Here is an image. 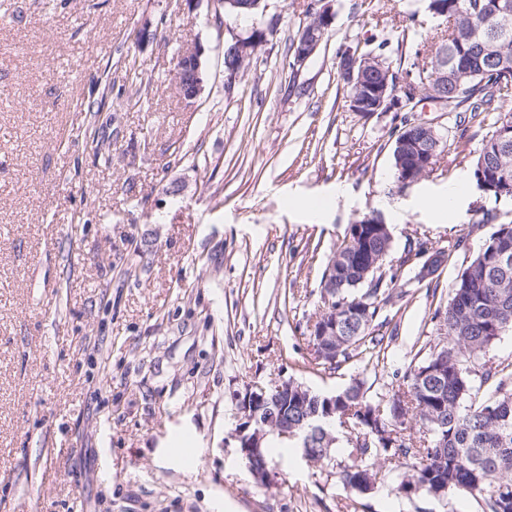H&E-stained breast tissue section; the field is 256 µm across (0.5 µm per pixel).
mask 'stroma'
Segmentation results:
<instances>
[{
	"label": "stroma",
	"mask_w": 512,
	"mask_h": 512,
	"mask_svg": "<svg viewBox=\"0 0 512 512\" xmlns=\"http://www.w3.org/2000/svg\"><path fill=\"white\" fill-rule=\"evenodd\" d=\"M311 0L225 19L215 0H0V512H482L458 492L367 494L301 450L254 481L232 433L239 395L291 379L322 394L361 380L390 395L431 356L435 316L512 199L478 190L483 135L418 96L407 112L349 111L340 50L410 54L446 26L427 0H333L328 37L300 67ZM149 40H138L143 23ZM274 24L224 86V47ZM200 45L203 91L173 77ZM446 145L397 180L408 122ZM465 184L435 220L427 199ZM383 218L394 279L373 323L381 350L317 365L320 281L350 224ZM418 240L445 252L434 279L400 264Z\"/></svg>",
	"instance_id": "1"
}]
</instances>
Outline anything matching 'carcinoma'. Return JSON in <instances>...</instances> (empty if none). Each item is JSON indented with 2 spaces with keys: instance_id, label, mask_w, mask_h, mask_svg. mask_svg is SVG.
<instances>
[{
  "instance_id": "obj_1",
  "label": "carcinoma",
  "mask_w": 512,
  "mask_h": 512,
  "mask_svg": "<svg viewBox=\"0 0 512 512\" xmlns=\"http://www.w3.org/2000/svg\"><path fill=\"white\" fill-rule=\"evenodd\" d=\"M512 0H428L431 13L448 27L414 49L406 63L393 66L377 49L365 53L373 65L362 74L363 88L388 79L402 78L423 90L443 89L451 95V111L466 113L464 120L483 128L486 112L499 114L483 135L474 163V178L497 171L512 179V144L503 145L500 131L512 124V30L501 36L487 54L488 32L495 15ZM265 3L251 10L234 0H224V17L263 16ZM448 48V85L434 65ZM444 141H434L420 123H407L393 146L398 182L430 151L440 156ZM351 242H343L334 254L336 299L324 314L344 320L338 329L330 358L341 366L360 347L376 349L384 337L374 335L378 297L389 284L383 275L368 274L374 288L361 293L354 282L365 261L382 254L391 244L386 224H352ZM441 319L443 339L438 350L424 362L409 367L403 382L386 404L373 399L358 383L336 394V424L349 430L350 462L338 465L344 488L366 493L368 483H378L381 458L396 467L410 469L398 490L435 496L441 491L469 493L482 502V512H512V362L487 360L476 365L501 336L512 334V224H499L485 240L470 265L463 270ZM469 404H464V401ZM238 410L261 420L271 411L294 429L293 446L318 461H331L335 441L317 432L326 410L324 395L304 389L297 397L278 387L267 389L265 402ZM419 418L422 430L416 439L398 436L408 415Z\"/></svg>"
}]
</instances>
